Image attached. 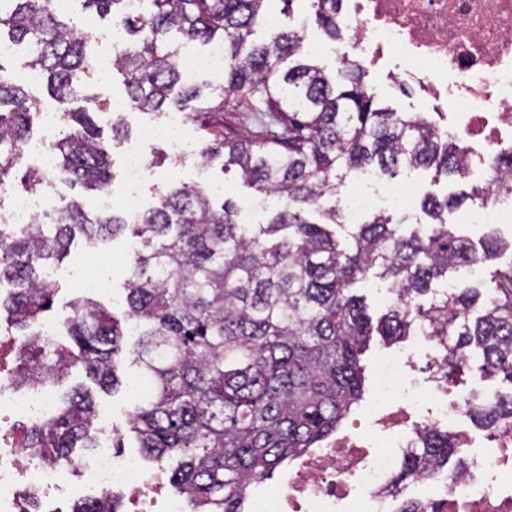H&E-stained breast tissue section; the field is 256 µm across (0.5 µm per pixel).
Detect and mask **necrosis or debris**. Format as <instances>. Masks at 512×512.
<instances>
[{"mask_svg":"<svg viewBox=\"0 0 512 512\" xmlns=\"http://www.w3.org/2000/svg\"><path fill=\"white\" fill-rule=\"evenodd\" d=\"M339 65L385 63L394 83L411 87L423 115L439 134L465 151L468 175L486 201L474 224H511L512 193L501 192L500 172L512 169V0H336ZM409 178L348 196L345 212L365 214L405 204ZM47 191L14 197L0 224L27 229L53 212ZM22 347L0 334V512H24L25 498L40 512H63L69 484L112 502L124 495L135 512H186L185 501L162 491L161 471L112 451L109 415L94 420L96 448L77 463L45 462L18 421L40 423L57 408L54 385L15 382L12 367ZM437 340L426 351L395 346L380 359L370 400L337 436L297 456L282 485L252 501L250 512H512V426L471 437L457 426L474 401L491 390L448 389ZM446 429L464 452L452 469H430L407 485L393 476L429 429Z\"/></svg>","mask_w":512,"mask_h":512,"instance_id":"necrosis-or-debris-1","label":"necrosis or debris"}]
</instances>
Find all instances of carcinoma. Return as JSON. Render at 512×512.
Returning a JSON list of instances; mask_svg holds the SVG:
<instances>
[{
  "mask_svg": "<svg viewBox=\"0 0 512 512\" xmlns=\"http://www.w3.org/2000/svg\"><path fill=\"white\" fill-rule=\"evenodd\" d=\"M79 2L127 34L112 68L123 75L130 110L183 113L201 132L207 163H219L223 173L235 168L256 192L285 199L256 229L238 222L233 199L189 185L159 193L133 220L72 199L55 216L34 218L26 231L0 227V283L18 285L0 306L20 331L53 303L55 283L39 269L60 264L76 235L95 244L131 230L137 248L126 280L127 317L139 336L134 363L149 395L135 407L130 431L153 458H180L175 487L191 512H241L253 484L336 431L364 394L361 355L375 333L396 342L424 330L448 341L443 365L450 374L468 366L475 347L481 372L512 383V263L495 271L487 296L466 285L427 308L416 304L448 270L494 261L512 248L493 238L476 248L448 230L442 214L484 201L478 189L427 197L422 210L435 228L425 237L399 233L393 217L379 212L357 225L347 253L325 228L342 220L323 201L336 195L344 170L393 177L403 167H422L437 177L466 178L461 149L423 113L378 106L362 65L329 75L309 63L312 51L298 29H275L254 41L267 0H138L134 8L129 0ZM315 2L314 20L336 36L333 0ZM173 31L186 41L224 39V72L209 85L205 107L197 105L200 88L181 82ZM91 38L55 0H0V41L27 47L26 67L46 80L56 101L79 103L64 110L67 131L50 143L55 178L99 192L112 174L96 97L83 80L93 64ZM250 99L280 132L245 135L224 124V113ZM35 108L37 99L0 63V187L13 185ZM375 267L398 298L374 327L351 286ZM67 335L72 348H23L18 384H58L80 364L99 387L115 388V357L126 335L118 319L85 298ZM94 416L90 393L76 388L30 430L31 441L46 460H69L75 449L94 447ZM472 416L488 430L512 419V392ZM458 452L456 440L429 430L407 455L399 480L444 467Z\"/></svg>",
  "mask_w": 512,
  "mask_h": 512,
  "instance_id": "1",
  "label": "carcinoma"
}]
</instances>
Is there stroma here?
Returning a JSON list of instances; mask_svg holds the SVG:
<instances>
[{
  "label": "stroma",
  "instance_id": "35a3bbf8",
  "mask_svg": "<svg viewBox=\"0 0 512 512\" xmlns=\"http://www.w3.org/2000/svg\"><path fill=\"white\" fill-rule=\"evenodd\" d=\"M366 82L380 105L392 107L400 112L418 111L419 101L416 95L411 90L399 88L382 70L370 68ZM86 84L89 93L96 95L102 110L97 122L101 128L102 139L112 157L110 190L115 209H124L128 199L133 196L138 197L142 207L147 208L155 205L160 191L182 184L205 187L219 180L223 181L225 187L230 189L233 199L240 204L265 200L266 206L257 217L258 223H266L273 213L284 206V199L279 197H260L259 193L243 184L235 172L224 174L221 173L219 165H204L197 144L198 134L191 122L183 124L192 145L191 150L184 154L176 153L167 142L161 140L139 144L136 134L141 126L155 121L154 116L140 112L128 111L124 114V120L132 132L131 138L124 141L113 139L110 110L113 100L125 95L123 78L109 68L95 69L92 70L90 77H87ZM136 145L140 146L147 161V170L139 179L132 178L125 166L127 150ZM412 176L418 185V192L403 209L393 211L392 216L394 220L399 221L401 233L425 236L430 233L432 226L421 209L423 197L434 195L442 198L459 191L461 185L453 178L435 179L434 172L430 169L413 170ZM128 243V237L123 234L94 245L88 244L83 237L78 236L70 243L62 262L63 267L68 268L82 255H91V271L96 276L107 279L112 286L111 293L100 296L99 301L120 320L124 319L126 311L124 283L129 274ZM136 341L137 336L132 332L124 338L123 350L117 358L120 383L113 391H102L83 369L74 367L59 385L57 396L65 398L66 394L76 387L88 389L93 396L96 410L111 413L112 428L115 432L113 441L119 444L121 453L138 457L141 456L142 450L129 430L130 414L138 398L137 376L132 363Z\"/></svg>",
  "mask_w": 512,
  "mask_h": 512
}]
</instances>
